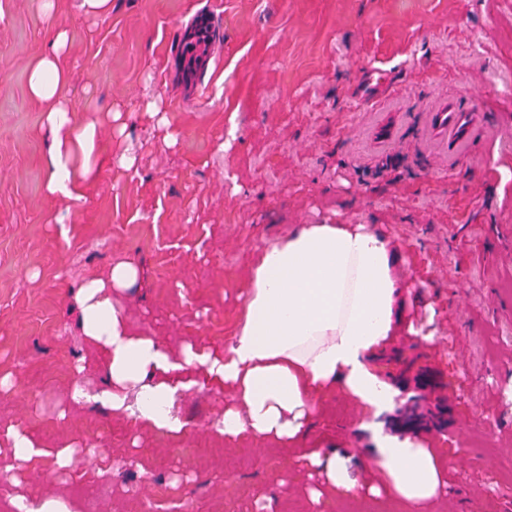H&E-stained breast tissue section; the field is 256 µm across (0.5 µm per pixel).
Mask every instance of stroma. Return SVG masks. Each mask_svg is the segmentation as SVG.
I'll return each instance as SVG.
<instances>
[{
  "instance_id": "obj_1",
  "label": "stroma",
  "mask_w": 512,
  "mask_h": 512,
  "mask_svg": "<svg viewBox=\"0 0 512 512\" xmlns=\"http://www.w3.org/2000/svg\"><path fill=\"white\" fill-rule=\"evenodd\" d=\"M202 19L209 60L189 79L182 41ZM60 29L63 98L97 121L112 161L66 203L46 192L49 133L28 85ZM448 101L484 114L454 153L432 126ZM300 224L375 225L410 291L412 332L374 362L391 401L374 413L337 393L306 430V447L347 459L351 495L327 497L289 449L224 443L222 387L180 395L177 437L72 400L73 382L107 381L82 279L134 261V330L222 348L249 260ZM2 375L1 426L90 454L57 470L1 449L0 512L16 495L78 512H403L367 464L410 406L450 425L415 436L448 456L432 512H512V0H112L95 18L74 0L51 17L42 0H0ZM159 481L167 498L152 496Z\"/></svg>"
}]
</instances>
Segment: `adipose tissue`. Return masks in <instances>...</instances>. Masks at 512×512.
Returning a JSON list of instances; mask_svg holds the SVG:
<instances>
[{"mask_svg":"<svg viewBox=\"0 0 512 512\" xmlns=\"http://www.w3.org/2000/svg\"><path fill=\"white\" fill-rule=\"evenodd\" d=\"M58 31L49 52L32 64L29 89L46 105L50 141L46 191L75 198L104 165L97 152L96 122L76 121L59 94L69 80L59 57L66 46ZM399 252L369 224H301L263 247L245 274L247 292L229 344L221 350L185 348L173 354L158 339L136 332L121 296L140 275L131 261L91 276L76 294L84 336L104 359L105 386L75 388V399L101 405L170 436L185 424L177 402L199 377L230 389L236 407L226 409L217 432L226 442L243 438L298 448L314 407L336 387L363 405L379 406L392 387L373 361L392 345L403 322L408 291L398 274ZM4 437L24 461L51 458L71 467V448L49 451L20 429ZM321 467L330 495L351 493L356 482L340 456L302 455ZM439 453L410 440L380 444L373 471L405 505L434 503Z\"/></svg>","mask_w":512,"mask_h":512,"instance_id":"1","label":"adipose tissue"}]
</instances>
